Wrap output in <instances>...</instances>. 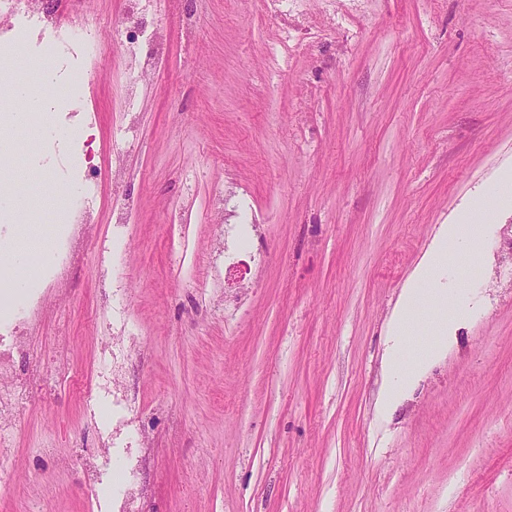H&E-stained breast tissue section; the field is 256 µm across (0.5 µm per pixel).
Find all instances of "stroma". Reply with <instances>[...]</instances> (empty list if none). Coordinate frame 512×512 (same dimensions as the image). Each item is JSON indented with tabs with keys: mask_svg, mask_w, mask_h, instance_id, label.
I'll list each match as a JSON object with an SVG mask.
<instances>
[{
	"mask_svg": "<svg viewBox=\"0 0 512 512\" xmlns=\"http://www.w3.org/2000/svg\"><path fill=\"white\" fill-rule=\"evenodd\" d=\"M125 2L58 0L97 53L68 56L77 100H52L46 131L9 129L0 184L29 213L0 210V246L38 254L49 225L82 245L20 326L15 371L55 385L16 409L0 512H113L112 400L84 397L116 302L142 349L124 375L150 438L140 512H512L511 204L485 262L457 260L477 310L456 346L377 412L406 281L512 171V0H154L168 54L132 98ZM77 148L98 174L85 225L43 207L79 187ZM225 223L253 227L234 269ZM101 448L90 489L69 460Z\"/></svg>",
	"mask_w": 512,
	"mask_h": 512,
	"instance_id": "35a3bbf8",
	"label": "stroma"
}]
</instances>
